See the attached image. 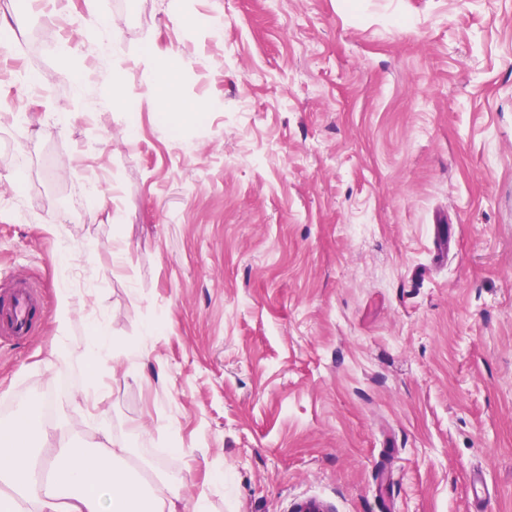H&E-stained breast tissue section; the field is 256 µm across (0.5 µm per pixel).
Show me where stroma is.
<instances>
[{
    "instance_id": "1",
    "label": "stroma",
    "mask_w": 512,
    "mask_h": 512,
    "mask_svg": "<svg viewBox=\"0 0 512 512\" xmlns=\"http://www.w3.org/2000/svg\"><path fill=\"white\" fill-rule=\"evenodd\" d=\"M59 9L101 16L114 54L0 0V289L45 301L32 338L0 337V420L50 406L210 512H476L478 470L512 512V0ZM145 51L177 59L195 121L157 112ZM88 335L84 347V355L89 367L90 383L95 385L98 366L109 355L112 348V341L102 322L94 323L90 327Z\"/></svg>"
}]
</instances>
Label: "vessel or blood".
<instances>
[{
	"label": "vessel or blood",
	"mask_w": 512,
	"mask_h": 512,
	"mask_svg": "<svg viewBox=\"0 0 512 512\" xmlns=\"http://www.w3.org/2000/svg\"><path fill=\"white\" fill-rule=\"evenodd\" d=\"M42 299L28 279H15L0 292V337L23 338L33 335L40 320Z\"/></svg>",
	"instance_id": "obj_1"
}]
</instances>
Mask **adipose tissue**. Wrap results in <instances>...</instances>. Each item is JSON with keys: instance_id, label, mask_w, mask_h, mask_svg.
<instances>
[{"instance_id": "ef3b65f1", "label": "adipose tissue", "mask_w": 512, "mask_h": 512, "mask_svg": "<svg viewBox=\"0 0 512 512\" xmlns=\"http://www.w3.org/2000/svg\"><path fill=\"white\" fill-rule=\"evenodd\" d=\"M143 79L160 111L189 117L205 108L182 96L173 69ZM20 499L33 512H180L168 479L154 485L131 473L126 448L74 444L61 424L23 412L0 422V512Z\"/></svg>"}]
</instances>
